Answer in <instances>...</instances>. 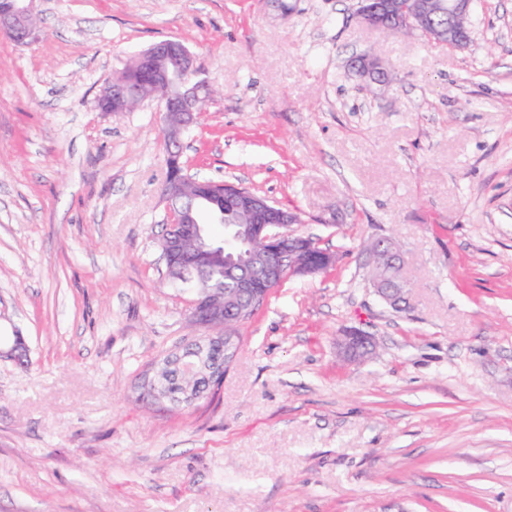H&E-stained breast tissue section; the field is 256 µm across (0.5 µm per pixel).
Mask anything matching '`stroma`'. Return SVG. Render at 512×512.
I'll return each instance as SVG.
<instances>
[{
  "label": "stroma",
  "mask_w": 512,
  "mask_h": 512,
  "mask_svg": "<svg viewBox=\"0 0 512 512\" xmlns=\"http://www.w3.org/2000/svg\"><path fill=\"white\" fill-rule=\"evenodd\" d=\"M0 44V512H512V0L472 41L364 25L357 0H37ZM176 38L215 92L187 174L297 212L336 265L287 279L234 330L214 398H141L204 338L160 238L157 103L106 80ZM381 56L373 95L350 57ZM403 245L408 303L366 277ZM376 344L344 361L342 329Z\"/></svg>",
  "instance_id": "1"
}]
</instances>
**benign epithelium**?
<instances>
[{
    "mask_svg": "<svg viewBox=\"0 0 512 512\" xmlns=\"http://www.w3.org/2000/svg\"><path fill=\"white\" fill-rule=\"evenodd\" d=\"M37 0H0V42L14 46L31 43L38 33ZM474 0H358L357 14L367 25L386 32L417 30L441 46L464 49L472 40L471 30L457 20L471 14ZM133 65L147 73L139 86L128 85L121 73L104 83L97 106L104 112H125L133 100L157 101L163 112V136L169 168L179 167V152L185 135L197 124L200 101L211 93L201 77L196 57L178 39H164L139 53ZM347 66L369 85L385 87L389 70L377 56L352 57ZM161 200L166 204L167 224L161 249L171 279L181 281L186 267L211 270L231 264L243 245L259 241L262 248L248 255L260 269L254 277L237 281L233 291L214 284L197 289L191 302L192 322L215 331L204 344L176 353V362L203 365L211 353L224 351L229 364L236 345L232 330L241 323L242 305H262L287 277L316 275L335 265L336 255L321 249L313 239L291 230L301 223L297 213L283 210L267 198L231 186L216 194L205 181L188 176L168 175ZM381 238L368 249L367 269L372 286L384 300L393 303L404 297L403 252ZM339 354L347 361L365 359L374 351L370 336L356 328H346L337 342ZM28 348L21 336L0 348V358L18 361Z\"/></svg>",
    "mask_w": 512,
    "mask_h": 512,
    "instance_id": "obj_1",
    "label": "benign epithelium"
}]
</instances>
